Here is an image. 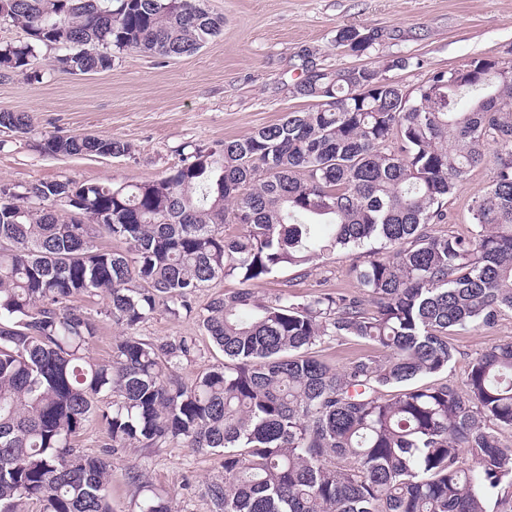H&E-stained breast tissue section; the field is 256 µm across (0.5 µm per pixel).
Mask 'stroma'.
I'll list each match as a JSON object with an SVG mask.
<instances>
[{
	"mask_svg": "<svg viewBox=\"0 0 512 512\" xmlns=\"http://www.w3.org/2000/svg\"><path fill=\"white\" fill-rule=\"evenodd\" d=\"M204 5L223 16L224 30L192 55L163 58L128 51L99 73L74 75L56 69L45 72L39 82L21 74L0 78V112L33 119L30 139L0 132V183L159 178L178 164L177 149L183 143L215 150L224 140L307 108L308 100L293 94L301 75L297 54L310 50L317 63L331 69L359 64V57L335 46L337 30L346 26L388 32V39L368 58L373 66H383L386 58L399 53L421 58L423 69L388 73L409 89L430 70L460 68L475 57L512 56V0H204ZM53 133L114 138L130 144L132 152L120 158H52L30 147V140ZM493 172V165L480 166L458 188L448 207L449 229L468 230V204L485 192ZM366 258L361 248L334 251L313 264L281 269L253 283L252 289L261 298L353 291L357 282L351 267ZM73 303L98 324L89 357L107 362L122 330L106 317L104 297L80 295ZM139 334L158 343L196 337L197 353L179 370L187 382L224 361L193 314L174 319L157 311ZM510 336L511 313L493 327L452 336L456 363L448 380L460 381L471 358ZM222 462L220 454L194 453L176 442L121 449L112 457V512H133L140 494L128 478L132 472L168 497L173 512H212L204 485Z\"/></svg>",
	"mask_w": 512,
	"mask_h": 512,
	"instance_id": "obj_1",
	"label": "stroma"
}]
</instances>
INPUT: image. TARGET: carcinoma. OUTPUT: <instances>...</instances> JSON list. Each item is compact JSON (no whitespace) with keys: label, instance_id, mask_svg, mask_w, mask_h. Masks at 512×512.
<instances>
[{"label":"carcinoma","instance_id":"carcinoma-1","mask_svg":"<svg viewBox=\"0 0 512 512\" xmlns=\"http://www.w3.org/2000/svg\"><path fill=\"white\" fill-rule=\"evenodd\" d=\"M202 2L0 0V25L26 33L0 43V76L42 80L44 47L72 74L129 50L192 55L224 27ZM355 31L367 29H339L336 48L370 54L374 43H349ZM298 57L293 94L310 107L219 150L185 143L159 179L0 184V512H112V454L174 441L224 456L205 487L213 512H512V445L499 437L512 430V340L472 358L459 385L417 383L452 368L454 332L512 312V58L434 70L407 92L369 64ZM0 127L27 135L33 122L0 112ZM33 148L131 154L84 134ZM488 161L470 234L433 232ZM367 245L353 292L212 297L198 318L224 363L191 383L177 370L195 338L138 334L160 308L192 313L218 278L255 283ZM85 293L104 294L124 331L104 364L86 356L95 321L71 305ZM348 336L374 352L340 370L312 355ZM93 414L97 456L75 444ZM135 507L172 512L154 492Z\"/></svg>","mask_w":512,"mask_h":512}]
</instances>
